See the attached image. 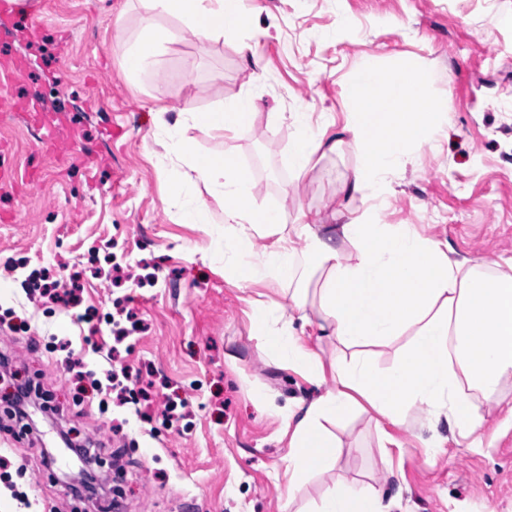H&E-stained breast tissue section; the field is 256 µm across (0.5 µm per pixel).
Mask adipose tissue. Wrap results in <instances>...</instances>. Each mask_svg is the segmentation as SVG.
Masks as SVG:
<instances>
[{"mask_svg":"<svg viewBox=\"0 0 512 512\" xmlns=\"http://www.w3.org/2000/svg\"><path fill=\"white\" fill-rule=\"evenodd\" d=\"M141 29L128 45L124 64L133 76L154 73L159 56L175 36L206 45L232 37L249 26L244 0H138ZM180 20V33L160 27L158 17ZM426 74L403 65L389 74L371 65L349 75L346 94L352 105L341 132L326 138L308 124L304 112L292 118L300 133L290 143L288 165L296 176L314 167L316 157L335 152L351 140L357 163L341 191L354 197L372 190L381 197L389 177L408 161L413 149L429 143L448 121L438 98H421ZM157 124L167 153L181 164L178 191L186 220L212 223L210 202L222 213L218 234L224 240V275L240 286L270 281L292 282L289 306L254 303L261 350L299 369L316 382L333 379L309 404L283 412L293 453L288 484L296 486L336 460L339 442L330 426L370 407L386 423L403 426L413 408L429 412V427L447 423L452 433L469 438L486 417L483 400L491 399L512 379V273L488 264L459 262L439 244L405 225L378 223L374 217L343 224L285 226L279 211L256 206L251 178L234 154L199 153L184 138L186 126L234 134L249 124L259 100L243 92L223 107L183 112L168 122L167 88L157 82ZM204 184L209 199L195 193ZM268 238L254 254V236ZM306 240L298 250L297 240ZM318 317L310 319L307 310ZM316 324L320 336L350 350L347 359L323 363L318 353L293 332L294 321ZM403 340L400 361L377 367L374 347ZM316 512H380L379 492L365 484L336 482L322 496Z\"/></svg>","mask_w":512,"mask_h":512,"instance_id":"ef3b65f1","label":"adipose tissue"}]
</instances>
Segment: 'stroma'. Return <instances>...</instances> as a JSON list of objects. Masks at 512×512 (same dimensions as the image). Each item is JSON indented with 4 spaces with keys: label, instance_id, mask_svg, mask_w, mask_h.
<instances>
[{
    "label": "stroma",
    "instance_id": "1",
    "mask_svg": "<svg viewBox=\"0 0 512 512\" xmlns=\"http://www.w3.org/2000/svg\"><path fill=\"white\" fill-rule=\"evenodd\" d=\"M41 21L24 14L5 27L0 95V512H306L336 481L374 486L385 512H512V380L491 406L473 447L447 424L411 423L382 432L368 410L338 424L336 461L287 500L288 435L280 414L309 403L322 386L259 349L253 300H288L287 284L239 287L224 277L209 227L181 219L178 164L155 139L151 77L122 69L124 44L140 29L135 0H41ZM252 24L238 39L206 48L169 43L161 75L167 120L206 112L250 90L260 109L249 128L223 136L200 127L186 135L198 152H233L250 173L254 202L286 224L345 223L362 197L342 182L351 144L298 178L288 149L309 112L312 129L344 125L345 83L358 65L411 64L429 76L427 95L446 98L449 124L390 177L377 219L407 224L449 247L451 258L512 268V0H245ZM255 54L241 52V44ZM263 77L253 80L254 66ZM129 281L112 283L113 265ZM50 269L60 285L80 272L82 305L97 326L29 293L25 280ZM134 308L146 330L120 347L162 397L181 404L169 426L144 420L134 405L101 410L92 389L78 390L64 359L74 353L104 378L113 345L108 317ZM38 383L48 422L24 426L8 410L17 384ZM124 421L123 436L112 431ZM72 443L97 447L99 478L87 500L60 481L77 470L54 427ZM393 444H385L384 435ZM437 452H427V445ZM54 458L43 461L44 446ZM31 505H24L25 495Z\"/></svg>",
    "mask_w": 512,
    "mask_h": 512
}]
</instances>
